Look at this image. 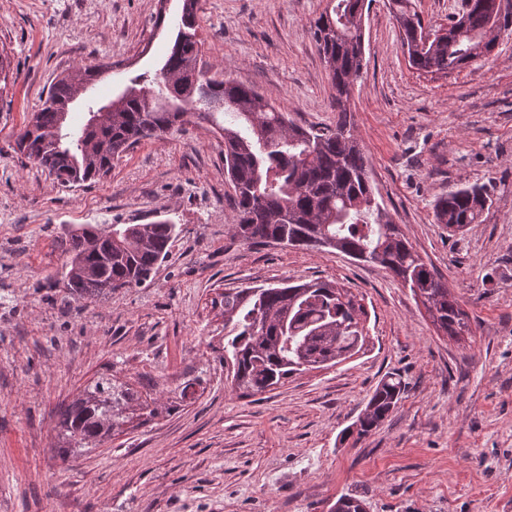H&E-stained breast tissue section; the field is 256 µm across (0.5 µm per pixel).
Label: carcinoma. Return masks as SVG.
Returning a JSON list of instances; mask_svg holds the SVG:
<instances>
[{"instance_id": "1", "label": "carcinoma", "mask_w": 512, "mask_h": 512, "mask_svg": "<svg viewBox=\"0 0 512 512\" xmlns=\"http://www.w3.org/2000/svg\"><path fill=\"white\" fill-rule=\"evenodd\" d=\"M410 64L448 73L487 56L512 14L489 0H465L462 15L437 43L411 11L410 0H391ZM365 0H327L310 25L325 60L335 127H303L254 86L210 74L203 61L198 0H182L178 17L165 8L154 25L172 28L170 51L160 66L128 80L112 98V109H89L80 128L67 125L70 105L107 66L79 67L80 78L61 76L32 120L18 135L27 158L47 169L64 188L95 183L112 162L135 144L159 137L194 118L215 125L224 141V170L234 187L236 235L248 245L275 243L299 249H332L374 264L409 287L437 330L451 339L470 333L468 314L448 283L415 251L399 225L376 202L371 163L349 114V88L364 67ZM230 125L216 123L219 112ZM491 205L484 186L462 184L434 203L436 223L461 232ZM175 225L90 224L70 234L69 295L106 296L150 279L169 255ZM366 311L348 290L316 280L285 287L238 288L224 293V353L233 360L232 388L259 394L293 375L318 369L361 351ZM403 387L387 376L370 394L354 423L357 437L378 429L398 406ZM139 397L109 377L94 381L84 397L60 414L59 435L79 454L124 425ZM329 512H365L363 501L342 496Z\"/></svg>"}]
</instances>
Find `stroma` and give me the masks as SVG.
<instances>
[{"label": "stroma", "mask_w": 512, "mask_h": 512, "mask_svg": "<svg viewBox=\"0 0 512 512\" xmlns=\"http://www.w3.org/2000/svg\"><path fill=\"white\" fill-rule=\"evenodd\" d=\"M325 5L199 0L204 59L298 124H335L310 33ZM162 6L172 17L181 0H0V512H327L343 495L366 512H512V29L489 59L427 73L409 63L389 0H369L365 16L355 131L393 222L470 317V334L453 340L379 266L242 244L224 143L208 124L142 141L102 181L69 189L16 152L58 76L121 61L91 91L104 104L155 69L171 41L154 26ZM465 182L484 185L491 205L452 234L433 205ZM165 219L175 237L152 279L97 300L67 293L71 229ZM313 279L361 300L364 349L238 396L223 361L225 291ZM108 374L148 408L66 455L60 410ZM387 376L402 399L356 438Z\"/></svg>", "instance_id": "stroma-1"}]
</instances>
